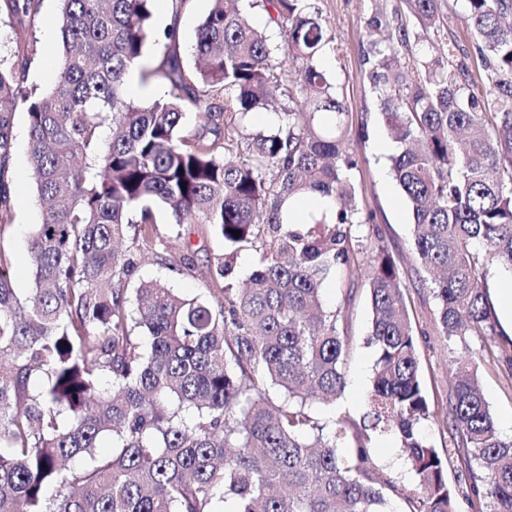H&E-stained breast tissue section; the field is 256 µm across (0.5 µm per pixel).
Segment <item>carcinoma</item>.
Here are the masks:
<instances>
[{
    "label": "carcinoma",
    "instance_id": "obj_1",
    "mask_svg": "<svg viewBox=\"0 0 512 512\" xmlns=\"http://www.w3.org/2000/svg\"><path fill=\"white\" fill-rule=\"evenodd\" d=\"M152 2L60 0L61 75L42 94L24 85L27 61L0 63V226L12 218L15 102L43 213L28 292L0 251V512H215L218 499L236 512H390L395 497L410 512H457L460 496L472 512H512V439L498 431L470 344L497 335L486 265L512 273V0H466L482 93L448 55L395 65L407 31L369 23L366 78L402 146L392 172L450 348L443 453L421 431L434 412L401 261L353 205L358 160L319 63L330 41L322 15L312 0H211L188 70L175 30L156 31ZM404 2L420 27L439 22L438 0ZM3 5L16 46L32 54L39 0ZM258 6L283 47L251 23ZM134 69L164 94L131 97ZM275 104L278 127L243 133L247 114ZM190 108L199 128L185 136ZM312 194L331 208L290 222V205ZM159 209L224 241L204 292L179 296L157 280L129 288L137 257L168 261ZM356 224L369 226L375 253L374 376L360 420L328 428L310 407L343 396L347 336L323 289L361 270ZM245 247L257 261L238 283L232 260ZM384 434L398 440L410 483L377 468ZM456 456L465 469L453 486Z\"/></svg>",
    "mask_w": 512,
    "mask_h": 512
}]
</instances>
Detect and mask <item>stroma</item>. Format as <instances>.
I'll use <instances>...</instances> for the list:
<instances>
[{"mask_svg": "<svg viewBox=\"0 0 512 512\" xmlns=\"http://www.w3.org/2000/svg\"><path fill=\"white\" fill-rule=\"evenodd\" d=\"M327 26L330 43L321 66L335 83L345 103L344 119L353 130L350 143L358 166L350 173L355 186L356 204L360 211L372 215L389 251L404 259L403 283L409 299L412 323L420 333L419 357L427 391L432 403L445 404L448 396V344L434 331L436 300L423 273L419 272L411 254L412 215L403 192L393 179L390 158L400 146L388 134L379 102L364 76V50L369 39L371 18L383 13L391 23L405 27L409 33L408 49L397 54L398 63H407L411 54L452 51L455 62L464 64L476 84H484L485 71L475 52L476 37L467 20L466 0H439L441 22L438 28L421 31L407 10L404 0H315ZM211 6L210 0H187L179 19L155 12L157 29L176 25L179 51L185 67H193L192 45L198 25ZM34 53L26 69L27 87L43 92L60 77L62 52L59 4L57 0H40L34 23ZM12 196V222L0 227V250L12 254L20 263L15 286L25 292L31 286L24 261L36 224L42 221L35 180L28 159V121L24 106L14 113L13 149L8 172ZM191 242L194 265L182 275H174L164 262L153 257L142 260L134 280H160L175 291L195 295L205 288L206 274L217 255L223 254L224 243L213 235L202 234L198 228L183 227ZM324 301L328 307H342L345 327L351 338L348 348V386L336 405L315 403L311 412L320 422L335 414L349 413L360 417L372 381L375 351L368 346L371 308L365 274L348 278L330 277L325 282ZM482 389L497 423L512 419V369L506 363L481 365Z\"/></svg>", "mask_w": 512, "mask_h": 512, "instance_id": "stroma-1", "label": "stroma"}]
</instances>
